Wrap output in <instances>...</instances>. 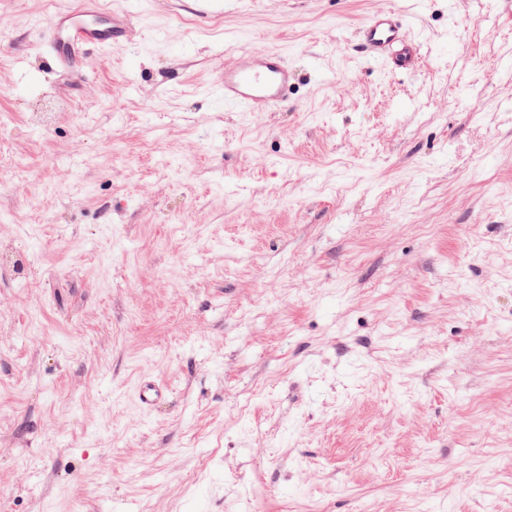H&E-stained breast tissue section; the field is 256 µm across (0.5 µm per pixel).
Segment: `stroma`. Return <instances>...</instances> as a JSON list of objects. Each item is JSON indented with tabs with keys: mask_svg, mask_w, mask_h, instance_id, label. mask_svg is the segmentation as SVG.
I'll return each instance as SVG.
<instances>
[{
	"mask_svg": "<svg viewBox=\"0 0 512 512\" xmlns=\"http://www.w3.org/2000/svg\"><path fill=\"white\" fill-rule=\"evenodd\" d=\"M79 2L0 0V512H512V0H126L71 78ZM130 21L122 8L105 9L98 0H83L78 7L52 16L51 32L43 47L58 68L71 71L86 59L88 51L122 44ZM406 23L396 13H374L362 24L364 58L391 71L413 69L421 55L419 42L407 38ZM294 79L280 53L242 47L237 61L224 68V103L245 112H266L288 98Z\"/></svg>",
	"mask_w": 512,
	"mask_h": 512,
	"instance_id": "obj_1",
	"label": "stroma"
}]
</instances>
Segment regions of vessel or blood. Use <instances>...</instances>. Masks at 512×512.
Returning a JSON list of instances; mask_svg holds the SVG:
<instances>
[{
  "label": "vessel or blood",
  "mask_w": 512,
  "mask_h": 512,
  "mask_svg": "<svg viewBox=\"0 0 512 512\" xmlns=\"http://www.w3.org/2000/svg\"><path fill=\"white\" fill-rule=\"evenodd\" d=\"M44 42L47 55L58 68L70 70L87 52L122 44L131 28L124 9H106L98 0H81L78 7L54 14ZM406 24L396 13H374L362 25L365 60L393 71L413 69L421 53L419 42L408 39ZM294 72L276 52L244 47L234 64L224 69V101L247 112H265L284 102Z\"/></svg>",
  "instance_id": "vessel-or-blood-1"
}]
</instances>
